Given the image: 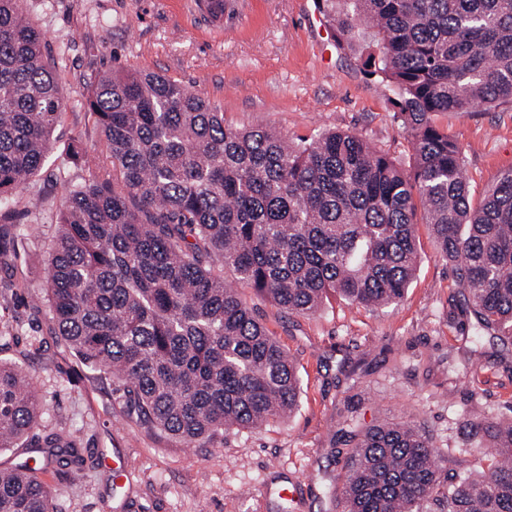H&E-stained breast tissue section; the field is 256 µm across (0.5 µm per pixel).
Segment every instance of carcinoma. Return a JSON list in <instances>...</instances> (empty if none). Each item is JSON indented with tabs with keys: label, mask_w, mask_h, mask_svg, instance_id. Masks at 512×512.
<instances>
[{
	"label": "carcinoma",
	"mask_w": 512,
	"mask_h": 512,
	"mask_svg": "<svg viewBox=\"0 0 512 512\" xmlns=\"http://www.w3.org/2000/svg\"><path fill=\"white\" fill-rule=\"evenodd\" d=\"M27 0H0V256L29 228L13 192L39 174L65 101ZM336 44L355 49L398 92L410 138L405 170L358 135L322 130L295 142L232 127L209 100L165 75L107 72L85 105L104 153L71 145L88 182L67 189L49 248L46 297L56 333L83 363L122 385L140 421L191 444L261 429L298 406L294 361L223 271L277 306L310 315L339 299L398 303L420 259L416 203L440 256L457 263L481 329L512 343V170L476 200L441 112L512 103V0H322ZM46 413L30 377L0 361V450L18 447ZM477 468L441 477L429 437L408 422L354 435L343 512H512V419L479 423ZM80 430L50 433L42 460L0 466V512H50L36 476L86 465Z\"/></svg>",
	"instance_id": "obj_1"
}]
</instances>
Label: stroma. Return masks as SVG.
I'll return each instance as SVG.
<instances>
[{
    "instance_id": "obj_1",
    "label": "stroma",
    "mask_w": 512,
    "mask_h": 512,
    "mask_svg": "<svg viewBox=\"0 0 512 512\" xmlns=\"http://www.w3.org/2000/svg\"><path fill=\"white\" fill-rule=\"evenodd\" d=\"M27 10L58 62L66 107L47 163L14 196L17 222L32 231L0 266V360L32 377L48 410L36 438L80 429L83 455L99 463L39 471L54 512H342L325 489L344 473L346 433L390 419L429 434L443 474L469 470L481 455L473 424L512 416V345L487 329L481 347L472 346L475 317L424 215L416 217V276L395 305L336 300L300 316L240 288L301 382L292 416L259 430L189 446L164 438L137 420L122 386L88 368L52 327L42 288L48 247L68 185L89 176L62 160L72 143L89 155L104 150L83 100L105 72L164 74L208 98L226 124L269 126L294 140L347 130L411 165L395 88L337 50L333 15L317 0H224L218 17L203 0H27ZM435 121L460 145L474 197L512 169V105ZM116 463L125 482L112 479Z\"/></svg>"
}]
</instances>
